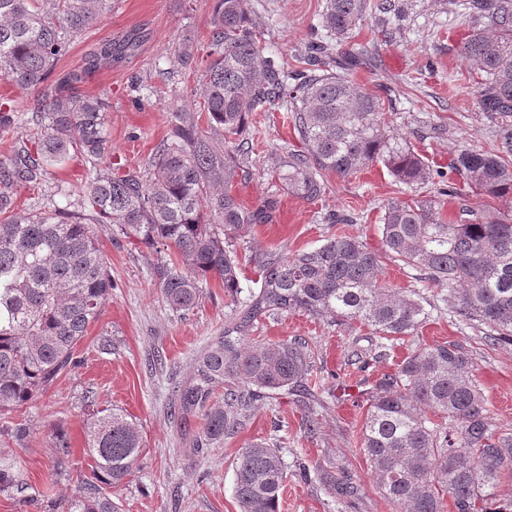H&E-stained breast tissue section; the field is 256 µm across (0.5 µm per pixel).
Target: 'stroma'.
<instances>
[{
	"label": "stroma",
	"mask_w": 512,
	"mask_h": 512,
	"mask_svg": "<svg viewBox=\"0 0 512 512\" xmlns=\"http://www.w3.org/2000/svg\"><path fill=\"white\" fill-rule=\"evenodd\" d=\"M395 12L367 11L350 39L337 46L355 53L357 65L348 77L363 90L381 96L386 118L432 169L444 173L459 195L446 200L445 216L468 204L490 215H512V201L479 196L449 170L458 149L496 151L498 116L480 103V73L461 56L470 29L452 0H393ZM325 0H252V18L265 33L264 53L285 69L307 66L309 42L323 35ZM211 0H112L93 26L71 40L54 72L83 74L79 91L108 102L105 111L108 152L122 169L146 167L166 138L172 114L194 108L196 78L173 59L175 44L189 39L206 45ZM136 37L129 56L100 62L86 71V59L107 40ZM259 149L251 176L236 194L247 208L266 200L277 203L269 219L250 226L245 238L255 250L289 257L321 244L330 221L351 217L346 233L367 246L381 247L380 217L387 201L422 196L395 181L382 165L369 166L348 178L328 175L321 199L309 203L289 194L275 170L287 150L300 148L293 127L282 113L264 112L256 126ZM94 171L83 157L72 155L49 167L41 193L21 192L20 211H49L64 206L68 184L90 180ZM98 245L112 275V293L97 323L79 342L74 363L43 395L0 422L29 430L23 444L0 436V448H12L21 472L34 491L54 499L70 496L90 471L84 456L86 393L97 407L122 410L139 426L144 451L124 486L112 498L122 512H238L234 466L241 448L256 439H276L289 465L305 463L311 480L292 474L283 493L282 512H395L378 492L359 451L366 413L365 394L417 345L457 341L471 352L475 378L487 400L495 426L512 428V344H487L484 331L460 322L452 302L438 289L419 281L417 271L382 257L381 277L390 287L412 288L431 303L430 318L418 336L397 343L391 357L360 369L369 355L372 333L358 323L336 325L296 312L259 317L247 329L249 342H280L297 336L315 351L314 374L322 382L315 407V431L302 426L304 408L282 395L263 399L240 431L220 447L196 450L189 441L202 430L203 417L188 422L170 414L171 394L189 374L195 358L234 321L238 309L217 281H208L198 306L186 315L171 311L156 288L151 269L158 255L149 247L118 235L114 225L94 227ZM63 426L73 442L67 475H58L50 440L53 426ZM347 470L357 488L354 498L337 499L323 474Z\"/></svg>",
	"instance_id": "35a3bbf8"
}]
</instances>
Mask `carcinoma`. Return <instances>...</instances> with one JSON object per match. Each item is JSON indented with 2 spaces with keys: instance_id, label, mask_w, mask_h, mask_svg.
<instances>
[{
  "instance_id": "obj_1",
  "label": "carcinoma",
  "mask_w": 512,
  "mask_h": 512,
  "mask_svg": "<svg viewBox=\"0 0 512 512\" xmlns=\"http://www.w3.org/2000/svg\"><path fill=\"white\" fill-rule=\"evenodd\" d=\"M111 0H0V76L39 92L70 39L82 34ZM370 0H326L328 39L310 45V68L287 72L264 56L251 0H213L205 55L189 41L175 57L200 72L199 107L173 113L169 135L143 172L112 171L107 161L105 103L72 91L79 76L60 80L55 94L34 101L40 114L33 140L0 161V415L51 388L73 364L78 343L95 324L112 291V275L92 224H114L126 238L159 253L152 277L175 312L193 309L210 277L240 304L238 322L197 358L173 391L180 420L198 414L205 425L194 448H216L234 434L261 398L299 394L308 385L314 352L292 339L246 346L233 337L266 314L304 312L371 328L380 358L389 343L415 336L429 320L420 295L386 285L380 254L358 237L334 232L317 247L291 257L254 255L260 290L239 299L235 239L263 223L274 203L250 211L235 185L250 176L257 142L246 136L254 112L284 110L303 145L280 166L288 191L313 202L326 176L348 177L380 163L411 189L434 180V170L384 121L385 105L353 83L352 58L338 60L333 42L350 37ZM470 25L461 55L480 71V102L512 113V0H463ZM133 37L105 44L100 56L135 52ZM494 153L458 150L451 167L479 195L512 199V125L499 130ZM78 152L95 176L65 191L67 204L48 212L14 211L21 190L35 191L46 166ZM384 253L420 272L442 300L454 301L463 322L487 329L490 344H512V216L467 207L445 221L435 197L383 208ZM470 351L459 344L422 345L366 392L360 447L377 489L398 512H483L502 475L512 470V432L492 424L473 376ZM224 391L223 401L217 400ZM56 470L64 475L73 454L70 437L51 431ZM91 475L71 496L43 512H118L106 494L131 475L142 455L138 425L123 411L93 413L84 431ZM288 463L279 444L242 448L234 467L239 512H281ZM15 458L0 448V494L28 499Z\"/></svg>"
}]
</instances>
